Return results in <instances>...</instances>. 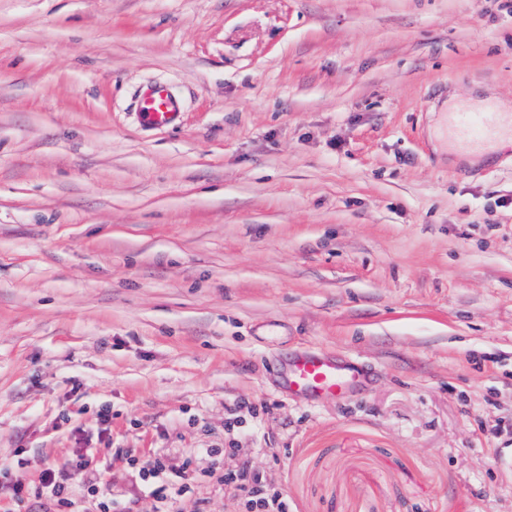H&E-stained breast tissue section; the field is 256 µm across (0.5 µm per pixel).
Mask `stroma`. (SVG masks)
Masks as SVG:
<instances>
[{"mask_svg": "<svg viewBox=\"0 0 512 512\" xmlns=\"http://www.w3.org/2000/svg\"><path fill=\"white\" fill-rule=\"evenodd\" d=\"M486 95L512 0H0V512H164L156 450L245 512L227 448L293 512H512V149L437 139ZM303 350L357 392L284 391ZM140 112L151 126L170 124L178 113V103L163 86L148 88L140 98ZM67 479H65L59 470L51 469L44 472L40 483L43 493L58 500L64 499L67 490Z\"/></svg>", "mask_w": 512, "mask_h": 512, "instance_id": "obj_1", "label": "stroma"}]
</instances>
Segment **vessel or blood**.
<instances>
[{"instance_id": "b4317fda", "label": "vessel or blood", "mask_w": 512, "mask_h": 512, "mask_svg": "<svg viewBox=\"0 0 512 512\" xmlns=\"http://www.w3.org/2000/svg\"><path fill=\"white\" fill-rule=\"evenodd\" d=\"M143 119L152 126L170 124L178 113V103L161 86L148 88L140 98ZM449 123L461 146L473 148L493 140L502 130L512 131V112L492 105L477 112L462 110L449 115ZM363 370L336 361L325 353H302L283 373V386L292 394L320 400H345L359 385Z\"/></svg>"}]
</instances>
